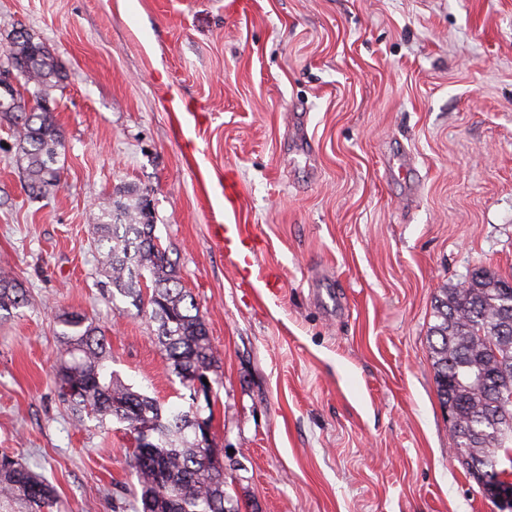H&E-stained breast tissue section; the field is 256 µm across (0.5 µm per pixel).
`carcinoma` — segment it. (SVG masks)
<instances>
[{
  "mask_svg": "<svg viewBox=\"0 0 512 512\" xmlns=\"http://www.w3.org/2000/svg\"><path fill=\"white\" fill-rule=\"evenodd\" d=\"M4 56L20 66L19 85L0 93V118L12 127L26 160L29 188L41 194L57 186L55 168L64 149L50 102L52 82L61 80L62 64L23 31L15 32ZM46 106L27 111V97ZM95 249L100 271L112 285V298L130 300L157 324L155 343L182 385L189 374L207 378L219 368L206 325L192 295L182 287L170 248L154 234L147 198L119 210L104 208L95 218ZM27 304L22 283L0 271V312ZM429 331L432 367L443 408H459L458 452L484 469L512 474V402L500 398L512 381V280L479 269L461 285L443 288L434 304ZM63 353L55 384L70 413L103 425L108 419L127 424L147 442L129 454L140 495L133 512H240L224 490V464L213 451L211 417L200 409H167L109 370L112 355L95 322L83 313L57 316ZM0 497L20 499L27 512H51L52 485L29 468L0 460Z\"/></svg>",
  "mask_w": 512,
  "mask_h": 512,
  "instance_id": "cac0c4a2",
  "label": "carcinoma"
}]
</instances>
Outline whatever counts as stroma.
Here are the masks:
<instances>
[{"label": "stroma", "instance_id": "stroma-1", "mask_svg": "<svg viewBox=\"0 0 512 512\" xmlns=\"http://www.w3.org/2000/svg\"><path fill=\"white\" fill-rule=\"evenodd\" d=\"M63 66L60 181L32 194L0 120V456L53 512H129L124 424H75L55 316L112 370L190 391L156 325L103 292L94 218L144 192L221 362L212 432L242 512H493L462 465L428 331L440 288L512 277V0H0ZM217 224L265 242L252 266ZM27 304V293L22 283L9 272L0 271V313L8 314Z\"/></svg>", "mask_w": 512, "mask_h": 512}]
</instances>
